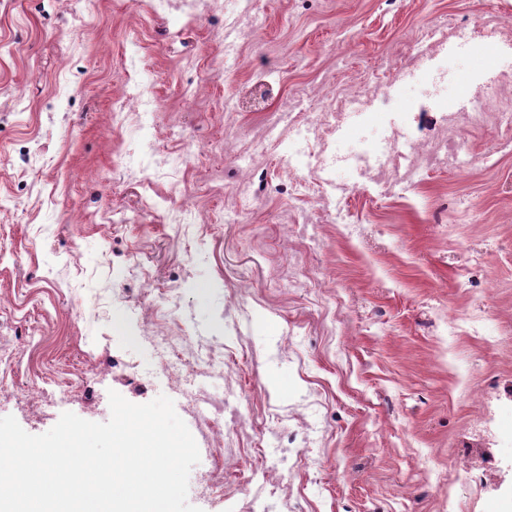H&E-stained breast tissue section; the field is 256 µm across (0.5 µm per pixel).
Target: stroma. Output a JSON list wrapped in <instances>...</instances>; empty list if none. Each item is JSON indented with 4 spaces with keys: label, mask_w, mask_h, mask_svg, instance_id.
<instances>
[{
    "label": "stroma",
    "mask_w": 512,
    "mask_h": 512,
    "mask_svg": "<svg viewBox=\"0 0 512 512\" xmlns=\"http://www.w3.org/2000/svg\"><path fill=\"white\" fill-rule=\"evenodd\" d=\"M223 3L186 21L151 0H0V349L19 356L0 377V417L33 435L65 412L104 423L113 390L136 404L166 395L192 429L185 397L215 388L206 365L220 356L245 425L234 461L199 445L196 472L224 485L189 493L202 512H499L512 503V146L472 132L489 168L354 186L327 215L305 185H282L308 160L277 111L307 86L371 80L388 85L391 112L420 106L434 68L467 63L427 58L398 79L429 26L512 22V0ZM139 89L154 101L142 127L122 114L123 91ZM385 125L348 114L337 153H378ZM258 162L266 185L235 197ZM174 183L197 223H166ZM449 201L465 216L434 223ZM288 222L318 233L304 290L288 285ZM467 245L494 294L466 287ZM474 310L479 336L465 331ZM175 344L190 378L158 372ZM37 385L60 401L29 405ZM307 429L311 447L283 449V433ZM276 475L282 489L254 498Z\"/></svg>",
    "instance_id": "35a3bbf8"
}]
</instances>
